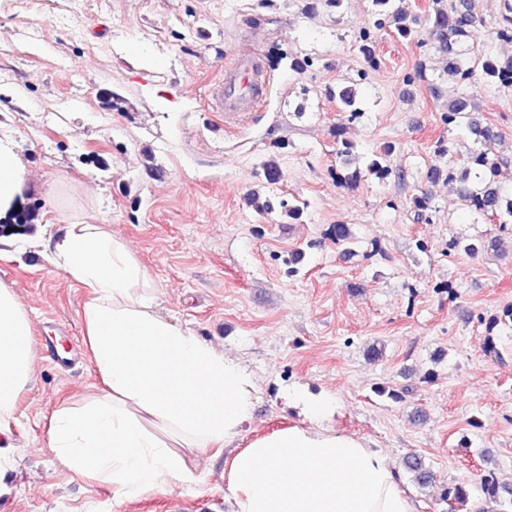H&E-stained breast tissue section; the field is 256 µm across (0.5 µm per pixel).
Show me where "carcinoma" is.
Returning a JSON list of instances; mask_svg holds the SVG:
<instances>
[{
	"label": "carcinoma",
	"instance_id": "carcinoma-1",
	"mask_svg": "<svg viewBox=\"0 0 512 512\" xmlns=\"http://www.w3.org/2000/svg\"><path fill=\"white\" fill-rule=\"evenodd\" d=\"M401 2L402 0H373L374 5L379 7V23L383 24L385 20L391 19L397 24L400 35L409 37L415 32L421 17L406 11L400 6ZM432 9L433 31L449 52L452 51V39L473 38L484 25L477 15L458 10L452 0H432ZM448 66L460 75L466 85L483 78L498 87H512V56L504 63L484 53L454 57L448 60ZM335 97L348 117L355 119L361 116L362 110L358 107L355 88L339 86L336 88ZM473 112L475 109L470 107V102L465 98L448 102V124L467 126L475 135V143L478 144L466 156L465 167L460 176V192L472 201L477 212L493 217L500 224H512V192L505 189L500 180L502 169L508 167V162L494 152V130L481 126L473 117ZM388 153L389 150L386 149L362 163L360 159L352 156V147L348 144L343 143L337 149V154L349 158V163L354 165L348 176L352 183L360 181L366 172L372 175H388L389 170L384 165ZM480 490L484 498L499 507V512H509L512 509V488H506L494 470L490 469L482 474ZM445 500L450 512H460L467 505L469 494L461 487H452L445 492Z\"/></svg>",
	"mask_w": 512,
	"mask_h": 512
}]
</instances>
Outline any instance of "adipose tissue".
I'll use <instances>...</instances> for the list:
<instances>
[{"mask_svg": "<svg viewBox=\"0 0 512 512\" xmlns=\"http://www.w3.org/2000/svg\"><path fill=\"white\" fill-rule=\"evenodd\" d=\"M26 176L14 141L0 138L1 219L21 202ZM41 246L50 265L90 292L85 340L105 385L81 409L52 414L47 446L56 462L128 499L195 482L189 451L232 440L250 421L252 374L159 312L123 240L95 224H67ZM33 363L29 319L0 287V414L13 409ZM328 405L305 401L312 427L256 438L232 457L236 512H413L387 453L320 426Z\"/></svg>", "mask_w": 512, "mask_h": 512, "instance_id": "ef3b65f1", "label": "adipose tissue"}]
</instances>
